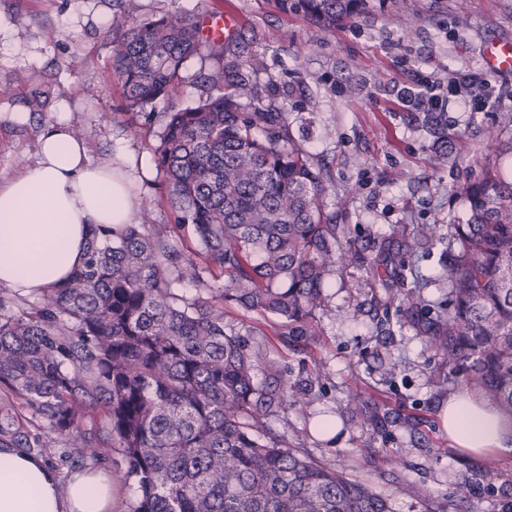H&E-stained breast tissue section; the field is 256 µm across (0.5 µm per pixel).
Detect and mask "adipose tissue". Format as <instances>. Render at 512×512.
<instances>
[{
	"label": "adipose tissue",
	"instance_id": "obj_1",
	"mask_svg": "<svg viewBox=\"0 0 512 512\" xmlns=\"http://www.w3.org/2000/svg\"><path fill=\"white\" fill-rule=\"evenodd\" d=\"M150 171L148 153L122 144L111 163L94 162L59 102L34 164L0 181V285L30 293L62 283L82 265L92 225L135 223ZM441 422L470 454L512 450V421L468 391L449 394ZM0 512H112V480L78 471L63 482L42 458L0 448Z\"/></svg>",
	"mask_w": 512,
	"mask_h": 512
}]
</instances>
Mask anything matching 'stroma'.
I'll use <instances>...</instances> for the list:
<instances>
[{"instance_id":"35a3bbf8","label":"stroma","mask_w":512,"mask_h":512,"mask_svg":"<svg viewBox=\"0 0 512 512\" xmlns=\"http://www.w3.org/2000/svg\"><path fill=\"white\" fill-rule=\"evenodd\" d=\"M232 11L266 68L257 85L274 94L300 142L328 170L327 202L343 230L341 245L359 250L356 264L337 267L327 280L328 306L318 334L288 335L255 314L229 307L227 322L283 355L290 381L311 387L307 410L289 409L272 422L312 458L335 465L351 478L390 495L396 512H503L512 502V453L477 458L453 448L438 411L460 382L435 350L408 323L385 288L374 284L369 266L376 245L405 224H433L439 241L430 249H403L392 269L418 289L421 318L443 315L448 285L445 237L464 223L468 207L462 187L478 179L483 158L506 148L512 169V131L503 123L512 100L494 112L461 107L441 113L430 128L416 110L402 111L394 88L416 72L448 82L459 70L481 72V53L491 37L512 40V0H413L396 14L374 6L328 33L309 22L275 12L267 0H0V19L11 36L0 41V78L19 94L32 82L46 83L50 105L67 100L72 124L88 132L95 161L106 162L117 144L153 152L165 122V103L155 106L152 125L133 127L118 118L122 91L110 72L112 46L105 21L118 11L133 18L174 14L198 17L212 9ZM416 51L412 67L400 65L404 49ZM49 112L27 124L0 119V179L36 159L38 136ZM502 127L500 141L488 131ZM320 361V376L310 372ZM360 396L375 424L350 421V400ZM342 423L334 440L312 430L315 416ZM399 464H390V457ZM497 476H484L488 466ZM468 480L467 498L456 483ZM412 483L429 492L420 503L400 495Z\"/></svg>"}]
</instances>
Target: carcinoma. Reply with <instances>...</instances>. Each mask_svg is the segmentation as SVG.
<instances>
[{
    "mask_svg": "<svg viewBox=\"0 0 512 512\" xmlns=\"http://www.w3.org/2000/svg\"><path fill=\"white\" fill-rule=\"evenodd\" d=\"M327 31L370 12V0H272ZM111 74L133 125L170 104L154 149L174 224L93 229L84 264L37 305L0 295V447L77 449L101 462L119 451L140 495L131 512H395L391 496L317 461L270 430L309 390L278 357L224 321L234 306L275 319L290 336L317 335L328 276L358 251L339 244L327 173L294 137L286 113L260 92L250 43L232 52L199 19L112 16ZM212 62L195 105L173 103L187 63ZM44 111L42 84L25 100ZM469 218L448 225V314L416 323L452 377L512 415V173L489 167L464 188ZM189 230L198 249L172 238ZM418 225L412 242L434 241ZM190 279L196 294L175 286ZM413 314L414 289H399ZM56 437L34 433L14 401Z\"/></svg>",
    "mask_w": 512,
    "mask_h": 512,
    "instance_id": "carcinoma-1",
    "label": "carcinoma"
}]
</instances>
